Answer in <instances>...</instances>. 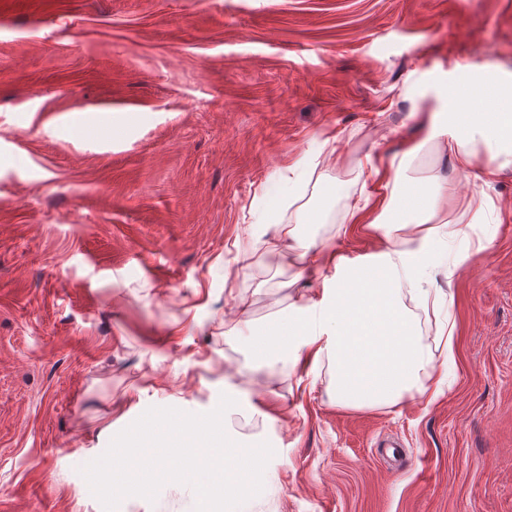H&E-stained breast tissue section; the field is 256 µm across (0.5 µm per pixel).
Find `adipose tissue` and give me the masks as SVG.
<instances>
[{
    "instance_id": "ef3b65f1",
    "label": "adipose tissue",
    "mask_w": 512,
    "mask_h": 512,
    "mask_svg": "<svg viewBox=\"0 0 512 512\" xmlns=\"http://www.w3.org/2000/svg\"><path fill=\"white\" fill-rule=\"evenodd\" d=\"M448 155L458 180L469 186L456 202L448 200V183L440 177L404 178L409 156L423 148ZM512 166V73L495 68L471 75L466 85L443 94L421 143L408 156L390 161L392 188L384 199L360 198L346 207L349 224L382 229L379 253L353 261L300 236L298 224H312L315 213L303 210L298 224H278V239L302 268H331L320 300L298 297L287 312L263 329H255L249 346L257 365L280 357L328 359L336 378V400L361 408L395 404L407 394L439 389L435 356L421 336L418 321L405 306L400 284L429 306L425 270L441 240L464 226H449L448 207L481 218L491 206L489 188Z\"/></svg>"
}]
</instances>
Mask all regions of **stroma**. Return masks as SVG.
I'll return each instance as SVG.
<instances>
[{
    "label": "stroma",
    "mask_w": 512,
    "mask_h": 512,
    "mask_svg": "<svg viewBox=\"0 0 512 512\" xmlns=\"http://www.w3.org/2000/svg\"><path fill=\"white\" fill-rule=\"evenodd\" d=\"M487 67L512 71V0H0V512H103L81 467L148 408L224 394L228 436L274 449L238 512H512V169L435 255V356L456 324L437 394L346 407L328 361L260 367L235 333L321 296L254 227L273 176L335 137L299 232L378 252L343 221L385 193L362 164ZM195 507L169 483L119 512Z\"/></svg>",
    "instance_id": "35a3bbf8"
}]
</instances>
